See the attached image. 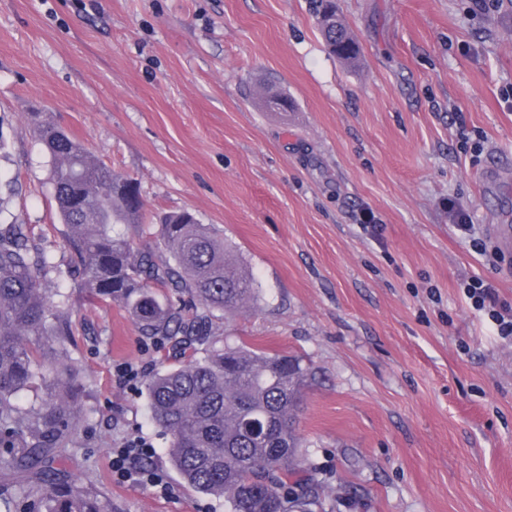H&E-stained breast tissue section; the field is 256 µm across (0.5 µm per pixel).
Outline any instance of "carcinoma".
Returning a JSON list of instances; mask_svg holds the SVG:
<instances>
[{
  "label": "carcinoma",
  "instance_id": "1",
  "mask_svg": "<svg viewBox=\"0 0 512 512\" xmlns=\"http://www.w3.org/2000/svg\"><path fill=\"white\" fill-rule=\"evenodd\" d=\"M322 38L339 59L359 47L336 14L335 0H315ZM35 130L50 158L51 182L69 229L80 287L125 304L141 334L168 345L177 365L149 376L145 395L155 423L170 438L169 461L198 492L222 497L228 512H312L321 485L310 481L296 412L311 378L302 360L213 337L211 321L258 301L256 278L243 271L205 224L189 213L140 223L144 204L124 189L137 183L97 163L86 148L42 116ZM154 238L141 249L126 225ZM57 269L34 247L23 224H0V479L37 482V498L5 499V512H111L89 489L54 467L59 437L77 420L60 390L79 372L42 361L67 335L40 278ZM168 288L159 299L154 286ZM49 391L23 414L17 399L35 379Z\"/></svg>",
  "mask_w": 512,
  "mask_h": 512
}]
</instances>
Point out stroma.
<instances>
[{
    "label": "stroma",
    "instance_id": "1",
    "mask_svg": "<svg viewBox=\"0 0 512 512\" xmlns=\"http://www.w3.org/2000/svg\"><path fill=\"white\" fill-rule=\"evenodd\" d=\"M336 11L356 63L329 54L310 0H0V220L60 268L41 286L83 387L57 466L112 512L226 508L183 484L145 395L116 382L118 365L161 371L173 353L68 276L35 112L137 182L145 223L191 211L255 274L258 303L213 328L314 371L298 413L314 512H512V345L460 289L478 277L512 300V245L497 246L512 242V0ZM271 92L294 100L288 120ZM135 436L172 495L113 476Z\"/></svg>",
    "mask_w": 512,
    "mask_h": 512
}]
</instances>
